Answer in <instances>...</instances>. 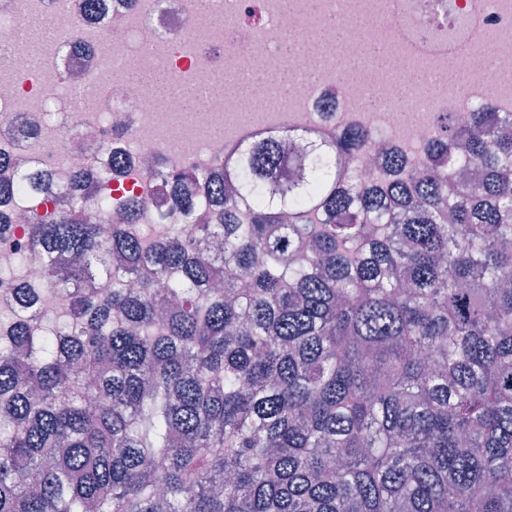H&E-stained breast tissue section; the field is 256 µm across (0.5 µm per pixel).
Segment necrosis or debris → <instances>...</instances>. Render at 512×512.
<instances>
[{"label":"necrosis or debris","mask_w":512,"mask_h":512,"mask_svg":"<svg viewBox=\"0 0 512 512\" xmlns=\"http://www.w3.org/2000/svg\"><path fill=\"white\" fill-rule=\"evenodd\" d=\"M84 4L0 0V153L49 173L52 208L77 167L95 169L79 189L94 221L108 184L151 197L147 157L211 170L245 128L359 126L413 162L436 119L464 122L474 103L512 112V0H294L288 13L281 0ZM156 70L174 81L168 95L128 80ZM187 90L205 104L182 123Z\"/></svg>","instance_id":"obj_1"}]
</instances>
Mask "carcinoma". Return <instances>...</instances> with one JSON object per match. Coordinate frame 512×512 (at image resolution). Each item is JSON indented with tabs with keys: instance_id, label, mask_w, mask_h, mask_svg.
Here are the masks:
<instances>
[{
	"instance_id": "obj_1",
	"label": "carcinoma",
	"mask_w": 512,
	"mask_h": 512,
	"mask_svg": "<svg viewBox=\"0 0 512 512\" xmlns=\"http://www.w3.org/2000/svg\"><path fill=\"white\" fill-rule=\"evenodd\" d=\"M373 140L161 174L152 242L126 190L32 209L41 286L0 236V512H512V112L364 181ZM23 180L0 155V207Z\"/></svg>"
}]
</instances>
